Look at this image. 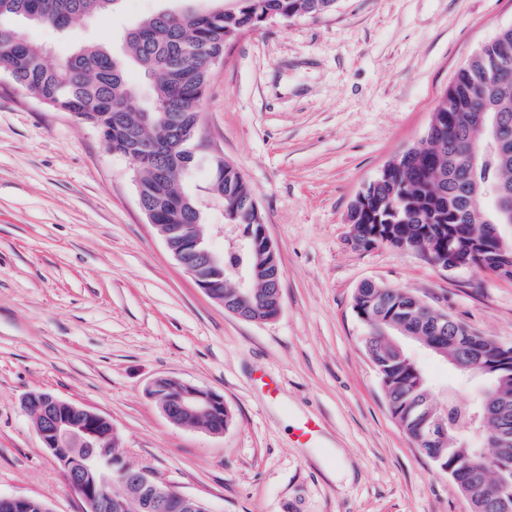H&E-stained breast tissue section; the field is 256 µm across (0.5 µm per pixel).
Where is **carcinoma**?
Masks as SVG:
<instances>
[{
    "instance_id": "obj_1",
    "label": "carcinoma",
    "mask_w": 512,
    "mask_h": 512,
    "mask_svg": "<svg viewBox=\"0 0 512 512\" xmlns=\"http://www.w3.org/2000/svg\"><path fill=\"white\" fill-rule=\"evenodd\" d=\"M114 2L0 0V70H10L13 81L40 95L45 105L93 125L107 149L130 159L137 172L136 190L150 203L155 223L199 220L188 204L193 194L180 181L179 172L192 173L202 166L214 193L223 196L225 221L258 234L262 218L250 205L253 197L242 174L227 161L206 160L207 150L200 141L181 138L182 127L200 112L208 57L224 56L240 35L268 21L327 14L339 0H234L230 8L224 7V0H212L213 5L190 14L153 13L125 33V55L85 47L54 65L45 62V49L6 23L31 14L37 16V23L65 31L77 18L110 13ZM132 65L148 79L145 101L131 98ZM143 112L153 118L152 134L161 144L157 152L131 149L130 134L137 130ZM482 113L498 116L500 130L497 139L487 144L484 157L473 164L469 152L472 141L481 136L476 119ZM431 123L425 149L390 163L379 183L351 202L347 220L358 229L352 245L359 250L389 245L437 263L452 239L462 265L483 270L497 252L492 242L475 245L481 227L512 211V27L501 30L457 71ZM490 184L498 185L500 192L488 197L485 188ZM257 262L270 269L279 265L277 251L259 242L252 253V263ZM224 300L244 313L275 314L262 292L239 303L226 284ZM353 310L365 318L366 350L391 415L437 469L456 486L469 489L480 505L478 512H499V480L502 475L512 476V450L488 458L471 444L465 447V461L457 450L470 429L469 407L486 399L512 406V345L503 347L419 298L375 282L357 288ZM399 330L431 338L454 366L472 364L474 342L498 356L501 367L490 375L488 389L470 404L460 405L450 397L445 411L433 402L432 387L424 381L425 372L417 361L405 348L386 342L385 336ZM437 418L449 428L450 441L442 446L423 438L427 425ZM229 421V411L219 401L202 426L218 430Z\"/></svg>"
}]
</instances>
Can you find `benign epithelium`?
I'll list each match as a JSON object with an SVG mask.
<instances>
[{
	"mask_svg": "<svg viewBox=\"0 0 512 512\" xmlns=\"http://www.w3.org/2000/svg\"><path fill=\"white\" fill-rule=\"evenodd\" d=\"M167 249L185 269L198 288L210 298L224 302V282L215 281L209 275L211 268H224V278H231L239 286L238 299L250 297V287L258 269L248 263L224 264V253L239 256L249 255L254 249L251 231L240 224H227L219 230L225 237L226 249L198 248L201 239L191 234H180L169 229L160 231ZM481 236L497 245L499 263L486 268L490 274L502 277L507 263L508 242L499 233L498 225L483 226ZM147 393L155 400L163 413L175 424H183L184 416L202 418L213 412L211 391L168 376L156 377L148 386ZM23 406L44 446L63 468L72 489L82 493L84 508L91 512H209L200 500L177 492L150 471L128 464L112 449L96 450L86 447L89 442L86 430L91 419L99 413L74 402L61 400L54 395L32 393L23 400ZM67 407L61 414V407ZM506 407L487 402L474 413L473 422L483 426L498 425L499 443L506 447L512 444L502 422ZM69 440L71 446L58 453L54 448L59 440ZM34 507L38 512H50L40 500L23 496L0 495V512H16L21 505Z\"/></svg>",
	"mask_w": 512,
	"mask_h": 512,
	"instance_id": "1",
	"label": "benign epithelium"
}]
</instances>
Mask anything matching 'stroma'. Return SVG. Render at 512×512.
I'll return each mask as SVG.
<instances>
[{
    "label": "stroma",
    "instance_id": "35a3bbf8",
    "mask_svg": "<svg viewBox=\"0 0 512 512\" xmlns=\"http://www.w3.org/2000/svg\"><path fill=\"white\" fill-rule=\"evenodd\" d=\"M205 4L121 0L63 33L11 24L53 63L81 45L120 51L141 18ZM510 26L512 0H340L225 49L201 137L242 173L277 249L282 306L267 322L195 285L140 210L132 162L92 125L0 77V494L82 512L22 407L44 391L107 416L131 465L209 512H471L392 417L353 296L381 282L512 345V279L388 245L353 249L346 215L424 138L458 68ZM411 351L439 406L470 401L451 366ZM159 376L223 396V435L172 423L146 395ZM306 418L322 423L314 448L292 436Z\"/></svg>",
    "mask_w": 512,
    "mask_h": 512
}]
</instances>
